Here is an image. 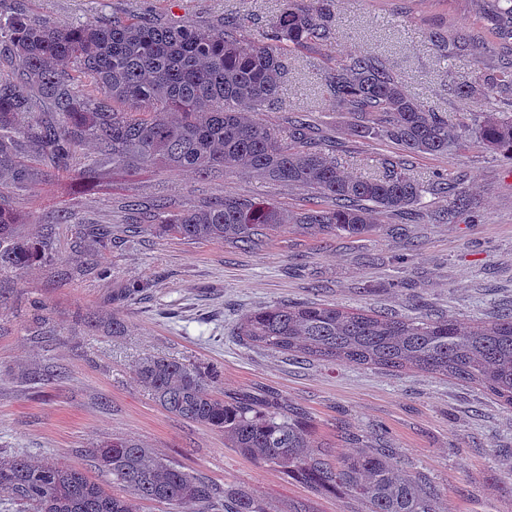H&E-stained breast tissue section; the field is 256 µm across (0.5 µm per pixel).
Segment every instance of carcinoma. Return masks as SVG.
<instances>
[{"instance_id":"obj_1","label":"carcinoma","mask_w":512,"mask_h":512,"mask_svg":"<svg viewBox=\"0 0 512 512\" xmlns=\"http://www.w3.org/2000/svg\"><path fill=\"white\" fill-rule=\"evenodd\" d=\"M485 16L501 39H512V0H490ZM332 0H286L267 24L262 40L246 38V19L228 13L216 21L169 25L156 19L104 13L60 24L33 12L28 0L0 11V54L13 72L0 73V276L24 274L51 260L52 228L28 237L17 200L32 184L67 173L85 183L101 179L112 163L134 174L141 169L191 170L218 178L245 165L272 182L315 190L314 203L291 216L278 205L226 194L171 213L167 201L148 210L136 200L129 210L159 236L228 242L241 250L263 245L266 231L297 224L318 236H362L379 213L402 214L417 205L424 185L405 164L384 158L370 175L346 176L336 154L312 145V132L298 116L285 129L258 123L254 114L280 105L288 79V55L331 35ZM446 56L467 50L468 39L448 42L432 34ZM465 101L487 91L512 95V61L480 70L454 83ZM325 99L352 115L351 135L383 138L410 154H443L471 141L512 160V112H483L453 123L424 111L380 60L353 55L329 74ZM95 146L82 159L85 143ZM448 214L474 216L476 202L450 187ZM83 247L102 263L112 250V225L83 224ZM149 287L132 280L112 289V310L81 325L92 333L120 336L123 308ZM236 336L247 347L300 353L327 361L416 368L479 386L512 407V312L463 326L449 317L397 318L315 302L278 303L246 314ZM136 381L168 412L224 432L231 447L273 466L316 491L344 488L366 512H438L441 490L392 465L389 448L334 460L315 447L299 409L273 394H214L219 371L162 357L143 359ZM114 493L82 469L27 455L0 454V496L23 512H136L135 501L154 500L193 512H270L242 492L222 490L140 442L105 440L90 450Z\"/></svg>"}]
</instances>
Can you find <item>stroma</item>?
Segmentation results:
<instances>
[{
  "label": "stroma",
  "mask_w": 512,
  "mask_h": 512,
  "mask_svg": "<svg viewBox=\"0 0 512 512\" xmlns=\"http://www.w3.org/2000/svg\"><path fill=\"white\" fill-rule=\"evenodd\" d=\"M41 15L67 23L99 12L161 15L180 24L230 12L251 14L247 37L260 39L283 0H31ZM479 0H335L332 38L288 58L283 104L259 112L269 127L302 116L323 148H335L343 171L372 172L378 160L407 158L424 185L455 180L475 199L478 219H444L446 201L425 193L411 214H381L361 237L310 236L295 225L268 231L246 252L212 241L128 233L126 198L168 200L170 211L235 194L270 201L291 214L309 206L310 193L236 169L221 179L183 172L115 169L85 190L71 176L33 185L18 202L33 216L21 234L40 235L44 221L72 214L53 227L54 259L22 275L0 278L10 295L0 313V452L73 465L97 480L89 450L111 437L140 441L223 489L263 500L272 512H365L351 492L316 494L276 468L229 447L221 431L185 421L162 408L135 380L149 356L221 372L219 392L270 389L307 415L315 446L341 458L377 443L411 473L444 488L441 512H512V408L478 386L417 369L332 362L243 346L235 329L247 313L283 301L337 305L413 318L430 312L464 322L512 311V160L475 145L447 154L404 155L384 140L351 137L344 112L320 89L337 61L363 53L384 60L406 93L450 120L465 111L508 112L512 99L495 94L466 104L448 88L477 70L498 67L512 50L487 30ZM472 37L468 51L447 59L433 32ZM93 219L121 228L106 260L112 279L85 273L75 250L77 222ZM143 279L149 289L124 308L121 336L88 335L80 317L108 309L113 281ZM48 307L55 336L37 340L28 328L34 303Z\"/></svg>",
  "instance_id": "1"
}]
</instances>
